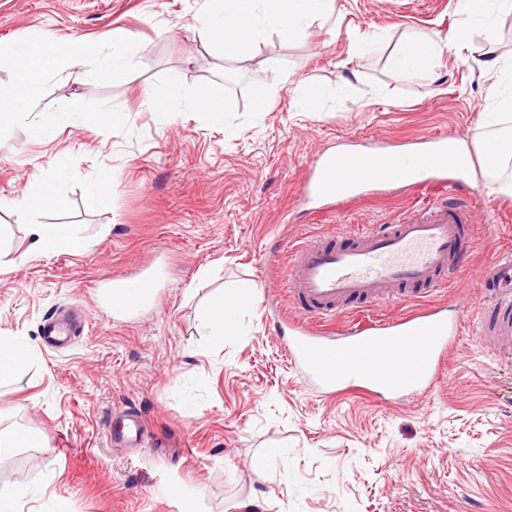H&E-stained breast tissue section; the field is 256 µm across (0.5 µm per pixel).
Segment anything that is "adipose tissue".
Wrapping results in <instances>:
<instances>
[{
  "instance_id": "obj_1",
  "label": "adipose tissue",
  "mask_w": 512,
  "mask_h": 512,
  "mask_svg": "<svg viewBox=\"0 0 512 512\" xmlns=\"http://www.w3.org/2000/svg\"><path fill=\"white\" fill-rule=\"evenodd\" d=\"M328 0H217L215 9L196 18L194 33L200 43L221 49L224 57L237 56L243 46L257 37L262 30H280L288 34L303 32L309 20L322 13ZM234 27L231 39L221 38L220 30ZM466 38L465 32L454 31L447 35H421L400 45L392 65L404 75H414L426 70L429 60L457 48ZM71 49L55 39H40L22 46L7 48L4 57L13 68L8 83L0 84V112L19 117L28 112L42 80L59 68ZM481 67L498 72L499 90L495 103L486 113L487 131L475 137L473 145L459 144L463 162L472 156H485L493 143L512 141V64L497 53L495 45H488ZM185 104L196 112L210 113L222 118L233 111L234 103L224 93L219 83H211L193 92H185L179 79H171L164 95L153 98L149 107L159 114L171 112L176 104ZM29 233L34 246L43 254L60 251L79 252L85 243L77 230L69 224H33Z\"/></svg>"
}]
</instances>
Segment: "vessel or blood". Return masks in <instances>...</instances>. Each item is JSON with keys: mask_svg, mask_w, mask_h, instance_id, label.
<instances>
[{"mask_svg": "<svg viewBox=\"0 0 512 512\" xmlns=\"http://www.w3.org/2000/svg\"><path fill=\"white\" fill-rule=\"evenodd\" d=\"M457 153L447 136L422 137L419 148L401 152L384 147L344 148L319 154L299 188V204L348 202L357 191L401 182L432 192L427 200L395 224H368L337 231L333 239L314 238L298 246L285 276V290L297 315L289 319L283 340L288 360L319 396L357 387L375 396L430 391L458 332L446 309L428 307L395 319L377 316V308L407 302L413 289L434 288L458 272L474 242L468 202L455 195L461 184ZM151 277L116 278L112 306L132 309L153 300ZM479 292L497 305L484 326L487 337L512 335V254L486 264ZM360 303L365 313L343 330L329 321ZM83 317L80 311L48 316L42 327L45 344L68 345ZM121 428L106 426L119 446L140 443L144 426L132 408L122 413Z\"/></svg>", "mask_w": 512, "mask_h": 512, "instance_id": "obj_1", "label": "vessel or blood"}]
</instances>
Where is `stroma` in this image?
<instances>
[{
    "label": "stroma",
    "mask_w": 512,
    "mask_h": 512,
    "mask_svg": "<svg viewBox=\"0 0 512 512\" xmlns=\"http://www.w3.org/2000/svg\"><path fill=\"white\" fill-rule=\"evenodd\" d=\"M211 0H0V45L43 37L112 54L125 29L137 68L126 81L66 61L45 78L29 114L0 127V333L23 337L32 363L0 385V431L45 434L0 467V487L26 486L16 512H512V347L480 337L484 266L512 251V196L466 179L476 243L432 303L455 309L459 337L436 389L388 403L355 391L317 396L282 351L281 289L294 247L331 233L335 217L298 213V189L321 151L343 139L404 147L444 132L473 141L497 94L482 74L485 35L434 58L432 76L391 66L397 46L466 26L456 0H331L298 36L270 31L233 58L188 26ZM185 89L223 83L235 111L214 120L186 107L161 117L150 95L171 75ZM324 92L320 111L298 105L302 86ZM267 111H255L259 98ZM116 110L104 131L78 111ZM52 112L51 136L37 135ZM65 210L22 212L54 170ZM107 192L86 203L88 181ZM393 187L341 204L350 227L379 224L421 204ZM30 224H72L78 254L31 251ZM163 265L159 307L117 315L112 277ZM252 287L223 344L203 336L215 295ZM82 311L73 345L46 348L53 312ZM136 407L148 432L134 448L109 442L103 420ZM265 459L257 467V459Z\"/></svg>",
    "instance_id": "1"
}]
</instances>
